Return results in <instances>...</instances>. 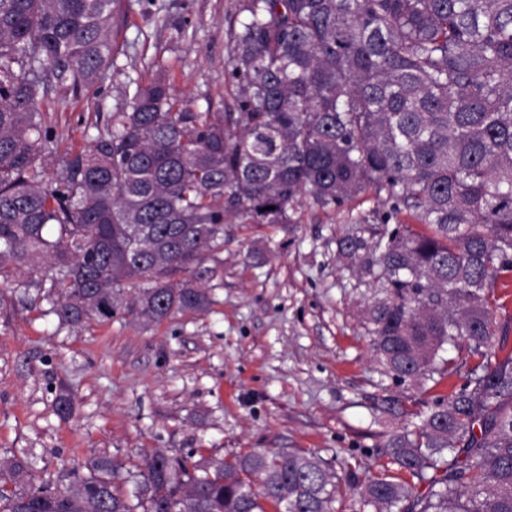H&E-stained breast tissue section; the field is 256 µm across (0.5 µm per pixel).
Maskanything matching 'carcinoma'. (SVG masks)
Listing matches in <instances>:
<instances>
[{"instance_id": "cac0c4a2", "label": "carcinoma", "mask_w": 512, "mask_h": 512, "mask_svg": "<svg viewBox=\"0 0 512 512\" xmlns=\"http://www.w3.org/2000/svg\"><path fill=\"white\" fill-rule=\"evenodd\" d=\"M114 0H0V288L46 291L63 324H158L204 313L224 225L293 224L307 200L369 189L390 205L338 254L373 277L371 346L391 376L444 379L465 347L484 374L390 436L416 486L346 479L374 512H512V352L490 296L512 271V0H239L232 112H196L159 74L92 144L60 156L42 105L78 100L112 65ZM406 214L428 228L403 224ZM0 460V512H334L318 455L227 458L107 451L19 485Z\"/></svg>"}]
</instances>
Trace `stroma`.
<instances>
[{"instance_id":"1","label":"stroma","mask_w":512,"mask_h":512,"mask_svg":"<svg viewBox=\"0 0 512 512\" xmlns=\"http://www.w3.org/2000/svg\"><path fill=\"white\" fill-rule=\"evenodd\" d=\"M237 9L238 0H115L112 66L95 96L49 110L61 150L90 145L98 116L124 110L160 72L194 111L228 109ZM384 212L369 191L336 208L299 205L291 224L225 225L209 310L159 324L70 328L39 289L0 290V459L32 450L35 483L104 449L125 462L155 448L300 449L342 479L393 473L385 444L402 421L383 412V398L417 411L484 368L452 349L454 374L400 382L373 353L375 290L336 241L364 235ZM62 394L72 399L65 417Z\"/></svg>"}]
</instances>
